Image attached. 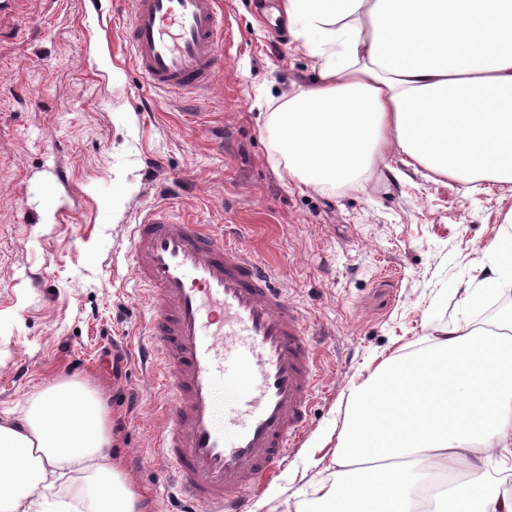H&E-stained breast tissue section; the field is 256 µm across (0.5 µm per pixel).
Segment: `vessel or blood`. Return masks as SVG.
Returning <instances> with one entry per match:
<instances>
[{
    "label": "vessel or blood",
    "instance_id": "vessel-or-blood-1",
    "mask_svg": "<svg viewBox=\"0 0 512 512\" xmlns=\"http://www.w3.org/2000/svg\"><path fill=\"white\" fill-rule=\"evenodd\" d=\"M121 31L139 95L182 99L222 82L219 0H125ZM131 275L151 314L143 360L161 372L157 448L173 491L207 512H246L302 444L320 388L314 327L279 268L160 203L130 229Z\"/></svg>",
    "mask_w": 512,
    "mask_h": 512
}]
</instances>
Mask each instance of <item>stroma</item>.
<instances>
[{
    "instance_id": "obj_1",
    "label": "stroma",
    "mask_w": 512,
    "mask_h": 512,
    "mask_svg": "<svg viewBox=\"0 0 512 512\" xmlns=\"http://www.w3.org/2000/svg\"><path fill=\"white\" fill-rule=\"evenodd\" d=\"M115 2L21 0L19 17L0 18V420L51 381L86 380L147 512H205L169 490L157 381L130 359L148 313L123 247L142 210L174 198L200 223L244 225L302 312L330 331L308 435L252 501V512H295L337 470L354 384L421 351L439 327L488 329L512 310V293L463 302L488 273L489 241L512 239V190L431 174L394 145L357 184L298 185L260 101L314 77L296 37L277 38L253 0H221V89L144 99Z\"/></svg>"
}]
</instances>
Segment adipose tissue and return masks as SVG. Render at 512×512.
Returning <instances> with one entry per match:
<instances>
[{
  "label": "adipose tissue",
  "mask_w": 512,
  "mask_h": 512,
  "mask_svg": "<svg viewBox=\"0 0 512 512\" xmlns=\"http://www.w3.org/2000/svg\"><path fill=\"white\" fill-rule=\"evenodd\" d=\"M314 58V83L275 100L267 129L299 184L358 183L388 144L465 183L512 185V0H281ZM478 293L512 289V241L489 248ZM465 383L493 411L460 423L448 401ZM339 477L304 512H512L486 460L512 476V332L438 328L425 352L383 362L355 386L336 445ZM431 462L443 491L412 496ZM470 477L461 480L460 466ZM82 483L86 512H143L112 453V424L85 381L62 378L0 421V512H36L43 491Z\"/></svg>",
  "instance_id": "obj_1"
}]
</instances>
